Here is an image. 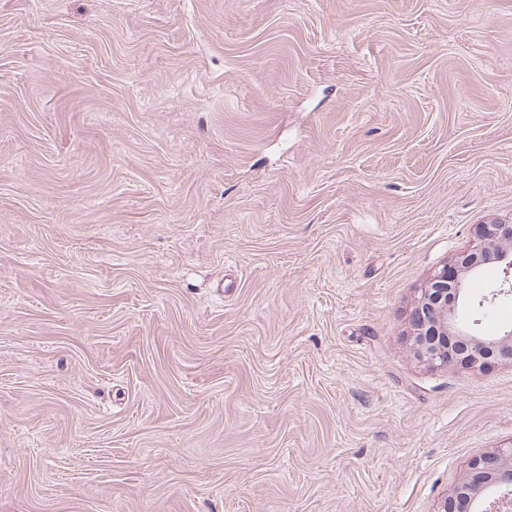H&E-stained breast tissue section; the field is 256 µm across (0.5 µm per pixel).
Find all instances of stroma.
<instances>
[{
	"label": "stroma",
	"instance_id": "1",
	"mask_svg": "<svg viewBox=\"0 0 512 512\" xmlns=\"http://www.w3.org/2000/svg\"><path fill=\"white\" fill-rule=\"evenodd\" d=\"M512 224V0H0V512H441L512 364L411 313Z\"/></svg>",
	"mask_w": 512,
	"mask_h": 512
}]
</instances>
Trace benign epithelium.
Masks as SVG:
<instances>
[{
	"instance_id": "benign-epithelium-1",
	"label": "benign epithelium",
	"mask_w": 512,
	"mask_h": 512,
	"mask_svg": "<svg viewBox=\"0 0 512 512\" xmlns=\"http://www.w3.org/2000/svg\"><path fill=\"white\" fill-rule=\"evenodd\" d=\"M501 269V281L479 297L469 293L468 283L485 265ZM458 272L448 277V267L433 275L423 289L413 313L417 349L431 360L448 361V337L462 342L464 363L483 367L495 360L512 362V328L499 336H483L477 323L460 321V307L473 309L497 299L512 297V224H482L473 244L456 261ZM459 512H512V446L481 456L471 464L469 480L455 492Z\"/></svg>"
}]
</instances>
